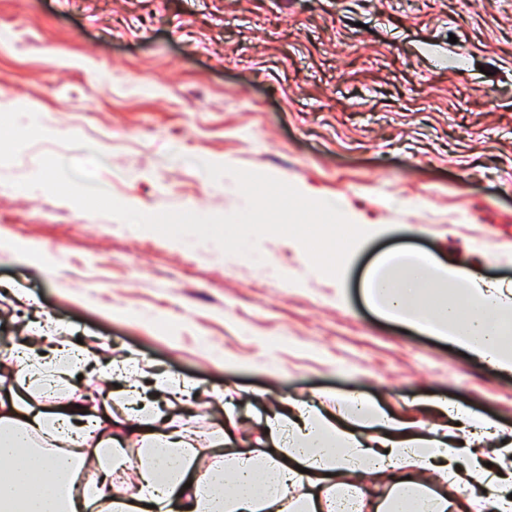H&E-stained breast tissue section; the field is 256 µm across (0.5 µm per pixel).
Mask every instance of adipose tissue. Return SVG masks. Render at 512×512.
<instances>
[{
  "mask_svg": "<svg viewBox=\"0 0 512 512\" xmlns=\"http://www.w3.org/2000/svg\"><path fill=\"white\" fill-rule=\"evenodd\" d=\"M251 184L318 218L314 234L295 243L330 276L345 275L367 242L391 230L360 222L338 199L282 188L269 174ZM363 290L380 317L512 373L511 288L432 252L398 247L375 258ZM86 360L28 350L20 373L64 385ZM340 400L353 421L375 428L374 436L359 439L316 408L291 401L265 417L273 451L228 448L204 468L183 430L149 404L120 417L73 406L57 411L0 376V512H344L351 503L355 512H512V430L440 400L435 407L450 424L425 438L363 396ZM119 426L138 435L142 448L128 495L112 484L126 460L112 435ZM85 469L96 478L76 488ZM363 473L376 482L356 485Z\"/></svg>",
  "mask_w": 512,
  "mask_h": 512,
  "instance_id": "adipose-tissue-1",
  "label": "adipose tissue"
}]
</instances>
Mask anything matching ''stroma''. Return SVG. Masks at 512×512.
Instances as JSON below:
<instances>
[{
    "mask_svg": "<svg viewBox=\"0 0 512 512\" xmlns=\"http://www.w3.org/2000/svg\"><path fill=\"white\" fill-rule=\"evenodd\" d=\"M0 126V344L60 328L93 359L49 404L154 400L173 376L207 462L227 416L250 449L288 397L343 425L333 393L365 395L424 433L445 399L512 429V374L377 316L361 288L397 245L512 282V0H0ZM93 150L98 184L145 212L243 208L232 177L197 170L208 157L399 230L339 280L284 236L253 259L178 248L18 194L42 156ZM129 358L144 372L108 379Z\"/></svg>",
    "mask_w": 512,
    "mask_h": 512,
    "instance_id": "1",
    "label": "stroma"
}]
</instances>
